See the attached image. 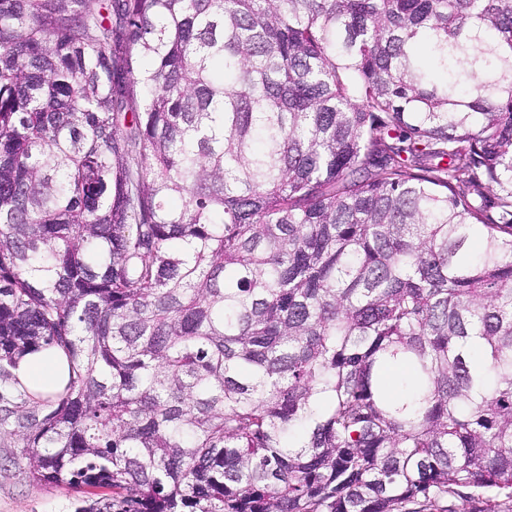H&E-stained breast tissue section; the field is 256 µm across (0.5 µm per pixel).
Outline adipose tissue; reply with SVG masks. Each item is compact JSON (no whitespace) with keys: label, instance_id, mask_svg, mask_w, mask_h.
I'll use <instances>...</instances> for the list:
<instances>
[{"label":"adipose tissue","instance_id":"ef3b65f1","mask_svg":"<svg viewBox=\"0 0 512 512\" xmlns=\"http://www.w3.org/2000/svg\"><path fill=\"white\" fill-rule=\"evenodd\" d=\"M12 373L30 392L46 396L63 390L69 365L61 351L46 346L18 358Z\"/></svg>","mask_w":512,"mask_h":512}]
</instances>
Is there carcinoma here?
<instances>
[{"label":"carcinoma","mask_w":512,"mask_h":512,"mask_svg":"<svg viewBox=\"0 0 512 512\" xmlns=\"http://www.w3.org/2000/svg\"><path fill=\"white\" fill-rule=\"evenodd\" d=\"M8 422L75 512H512V0H0ZM12 373L30 392L46 396L63 390L69 379V365L61 351L45 346L18 358Z\"/></svg>","instance_id":"cac0c4a2"}]
</instances>
